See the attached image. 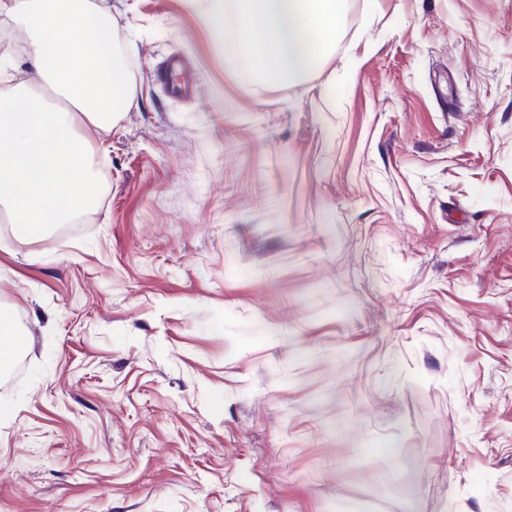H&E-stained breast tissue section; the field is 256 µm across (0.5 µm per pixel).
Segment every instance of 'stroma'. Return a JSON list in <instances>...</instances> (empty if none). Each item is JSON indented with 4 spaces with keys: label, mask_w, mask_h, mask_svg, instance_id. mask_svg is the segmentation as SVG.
I'll return each mask as SVG.
<instances>
[{
    "label": "stroma",
    "mask_w": 512,
    "mask_h": 512,
    "mask_svg": "<svg viewBox=\"0 0 512 512\" xmlns=\"http://www.w3.org/2000/svg\"><path fill=\"white\" fill-rule=\"evenodd\" d=\"M109 2L106 191L0 223V512H512V0H348L272 88L206 0Z\"/></svg>",
    "instance_id": "1"
}]
</instances>
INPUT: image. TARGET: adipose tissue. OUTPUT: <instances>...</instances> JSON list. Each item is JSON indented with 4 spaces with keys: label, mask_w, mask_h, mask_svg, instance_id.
<instances>
[{
    "label": "adipose tissue",
    "mask_w": 512,
    "mask_h": 512,
    "mask_svg": "<svg viewBox=\"0 0 512 512\" xmlns=\"http://www.w3.org/2000/svg\"><path fill=\"white\" fill-rule=\"evenodd\" d=\"M346 0H208L201 19L243 84L280 87L312 74L336 44ZM109 0H0L22 21L32 68L67 103L0 97V209L23 237L86 213L98 194L93 157L76 136L112 129L134 103L114 61Z\"/></svg>",
    "instance_id": "ef3b65f1"
}]
</instances>
